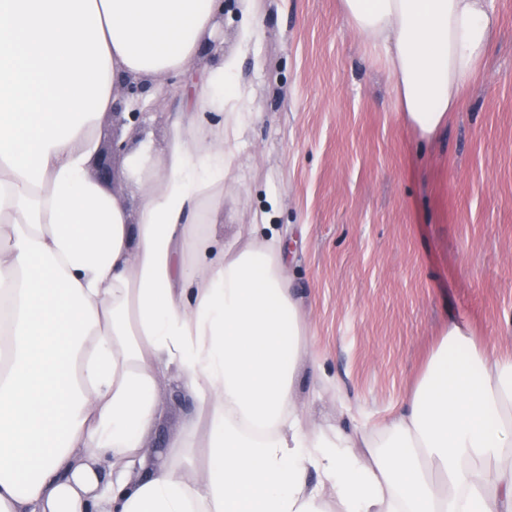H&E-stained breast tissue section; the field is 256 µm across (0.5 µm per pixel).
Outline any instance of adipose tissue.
I'll return each instance as SVG.
<instances>
[{"label": "adipose tissue", "mask_w": 512, "mask_h": 512, "mask_svg": "<svg viewBox=\"0 0 512 512\" xmlns=\"http://www.w3.org/2000/svg\"><path fill=\"white\" fill-rule=\"evenodd\" d=\"M402 121L433 139L501 31L491 0H341ZM224 0H0V512H512V354L448 311L410 398L379 428L311 429L291 400L307 334L288 242L224 193L255 115L206 61ZM176 81L137 215L87 173L125 81ZM194 397L148 461L160 372ZM316 481H309V474Z\"/></svg>", "instance_id": "adipose-tissue-1"}]
</instances>
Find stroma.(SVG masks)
<instances>
[{
	"instance_id": "stroma-1",
	"label": "stroma",
	"mask_w": 512,
	"mask_h": 512,
	"mask_svg": "<svg viewBox=\"0 0 512 512\" xmlns=\"http://www.w3.org/2000/svg\"><path fill=\"white\" fill-rule=\"evenodd\" d=\"M261 29L240 61L258 118L234 157L224 235L270 224L297 241L292 284L308 327L293 403L314 427L388 421L414 390L454 307L491 352L512 353V0H493L502 35L456 112L421 141L396 110L378 57L339 0H255ZM171 80L150 86L144 126L104 115L164 159ZM333 378L321 388L314 364ZM146 452L185 432L192 401L167 376Z\"/></svg>"
}]
</instances>
